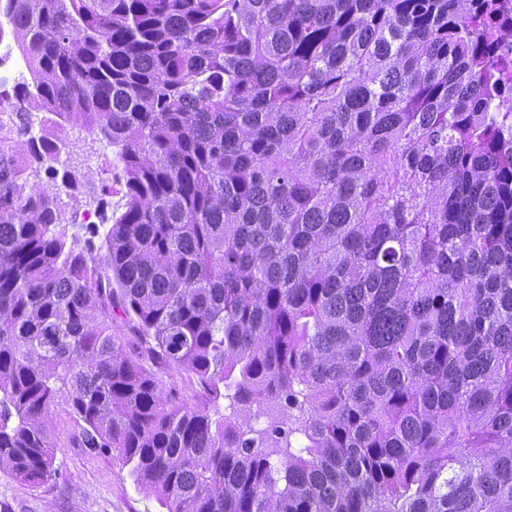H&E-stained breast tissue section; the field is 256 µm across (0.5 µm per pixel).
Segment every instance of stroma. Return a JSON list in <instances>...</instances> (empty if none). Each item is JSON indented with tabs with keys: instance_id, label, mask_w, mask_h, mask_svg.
<instances>
[{
	"instance_id": "obj_1",
	"label": "stroma",
	"mask_w": 512,
	"mask_h": 512,
	"mask_svg": "<svg viewBox=\"0 0 512 512\" xmlns=\"http://www.w3.org/2000/svg\"><path fill=\"white\" fill-rule=\"evenodd\" d=\"M69 152L51 164L79 175L77 188L54 185L39 176L41 188L55 192L62 203L67 236L85 232L81 212L90 222L112 223L122 211L123 190L115 182V149L106 140L80 128L67 130ZM52 439L56 446L55 476L33 487L0 469V512H162L155 498L139 491L129 467L108 455H97L75 444L76 425L64 408L51 413Z\"/></svg>"
}]
</instances>
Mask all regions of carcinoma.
Listing matches in <instances>:
<instances>
[{"instance_id": "1", "label": "carcinoma", "mask_w": 512, "mask_h": 512, "mask_svg": "<svg viewBox=\"0 0 512 512\" xmlns=\"http://www.w3.org/2000/svg\"><path fill=\"white\" fill-rule=\"evenodd\" d=\"M2 2L125 204L67 240L0 125V468L62 406L165 512H512V0ZM163 380L166 386L176 387L189 405L198 404L201 401L195 383L184 371L173 369L168 375L163 376Z\"/></svg>"}]
</instances>
